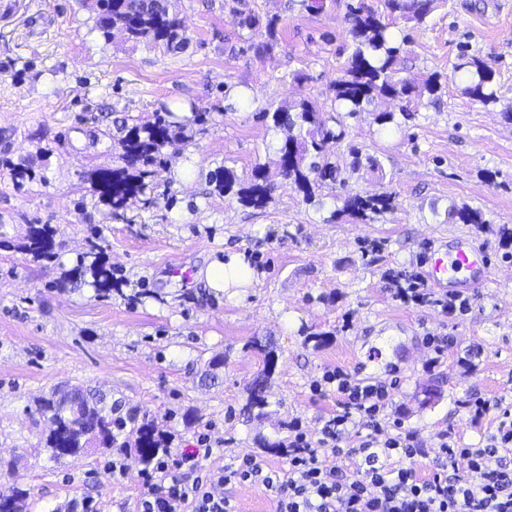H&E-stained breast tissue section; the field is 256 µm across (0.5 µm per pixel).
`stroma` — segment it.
<instances>
[{"instance_id":"1","label":"stroma","mask_w":512,"mask_h":512,"mask_svg":"<svg viewBox=\"0 0 512 512\" xmlns=\"http://www.w3.org/2000/svg\"><path fill=\"white\" fill-rule=\"evenodd\" d=\"M346 3L326 0L313 14L289 0H241L277 21L280 45L261 54L226 0H170L191 44L166 54L117 30L104 40L80 0H0V457L28 451L0 485L27 489V512H59L75 497L91 498L96 512H138V466L115 479L105 455L58 465L39 451L45 424L29 407L64 385L139 410L174 435L177 450H195L199 433L210 432L207 470L246 453L285 468L265 447L287 439L293 421L314 430L338 410L339 394L310 390L328 368L357 383L395 382L386 414L424 448L448 432L482 447L496 418L472 424L466 403L481 396L512 406V248L501 237L512 231V0H440L423 26L397 24L396 35L410 38L400 77L418 83L437 73L446 82L400 127L374 123L388 106L381 99L346 119L344 142L327 146L341 175L309 202L281 175L279 136L259 114L304 97L329 106L353 50ZM462 53L493 71L496 102L472 101L452 79ZM241 88L235 110H223L225 90ZM163 103L211 113L208 129L170 152L154 185L159 206L135 203L113 216L89 193L87 176L118 165L117 124L147 121ZM352 146L377 157L381 171L352 170ZM11 163L33 165L44 182L14 187ZM258 165L274 186L264 207L215 192L220 167L247 182ZM385 191L396 192L397 205L374 222L332 221L345 197ZM462 204L480 209L487 227L452 223L449 208ZM32 224L53 228L56 261L19 250ZM460 237L492 266L489 283L467 292L466 315L395 298L391 274L423 273L431 249L450 250ZM91 239L122 288L108 299L83 283L56 288ZM231 253L244 254L251 283L205 287L199 271ZM432 335L453 339L434 369ZM268 350L277 358L268 404L248 418L247 387ZM218 353L222 384L200 386ZM189 409L198 417L190 426L182 420Z\"/></svg>"}]
</instances>
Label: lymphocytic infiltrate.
<instances>
[{
	"label": "lymphocytic infiltrate",
	"instance_id": "f902f5d3",
	"mask_svg": "<svg viewBox=\"0 0 512 512\" xmlns=\"http://www.w3.org/2000/svg\"><path fill=\"white\" fill-rule=\"evenodd\" d=\"M396 297L418 305L431 303L447 314L465 310L466 300L434 298L421 276L398 284ZM323 382L344 399L342 411L315 432L293 424L288 467L265 470L257 457L203 470L200 456L211 453L210 438L200 435V451H165L141 472L140 512H238L224 486L262 483L275 495V512H512V410L501 401L476 398L467 405L472 422L496 414L497 427L481 448H462L449 435L437 444L435 470L419 478L408 459L422 455L416 436L392 433L383 412L387 386L352 382L343 370L325 372ZM368 430L356 448L341 449L348 426ZM340 454L345 465L330 466L326 454Z\"/></svg>",
	"mask_w": 512,
	"mask_h": 512
}]
</instances>
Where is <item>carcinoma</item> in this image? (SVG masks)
<instances>
[{"instance_id":"1","label":"carcinoma","mask_w":512,"mask_h":512,"mask_svg":"<svg viewBox=\"0 0 512 512\" xmlns=\"http://www.w3.org/2000/svg\"><path fill=\"white\" fill-rule=\"evenodd\" d=\"M94 13V29L109 40L112 30L122 31L127 39L162 48L170 53L184 49L190 42L186 27L170 13L169 0H82ZM435 0H383L384 10L354 0L346 4L351 24L350 34L354 50L343 67V75L332 83V109H342L346 117L356 118L365 111V105L376 99L395 103V108L374 114V123L385 128L399 125V117L410 116L411 108L418 106L424 95L434 96L441 89L438 77L430 76L422 85L415 86L409 80L397 76L396 61L408 40H398L392 31L401 20L422 26L434 10ZM231 10L238 15V25L249 30L265 27L266 41L257 50L271 52L278 45L276 21L261 22L251 12L237 7ZM454 76L464 84L463 93L486 105L497 100V88L491 70L479 59L464 53L454 65ZM184 108L163 105L152 119L129 126H117L118 156L120 165L92 170L87 181L91 193L98 202L109 207L114 214L126 209L132 202L149 207L158 204L152 196L153 180L167 168L166 149H183L192 143L196 135L206 131L209 113L198 112L190 107L191 115L183 114ZM262 118L272 122L271 128L282 132L276 153L281 175L291 180L306 200H312L314 186L337 181L338 164L326 155L324 146L330 140L340 141L344 130L336 131L329 126L332 116L315 101L299 99L285 101L273 109L262 112ZM352 167L363 166L372 171L381 170L375 156L366 157L354 147L350 148ZM10 178L17 188L44 181V177L32 166L14 164ZM218 194L235 193L246 206L261 208L270 195L272 186L267 182L263 168H256L250 184L237 187L233 170L224 168L215 179ZM396 193L356 194L344 199L341 208L332 214L335 220L352 219L363 224L375 217L394 210ZM448 218L455 224L483 226L486 220L480 210L466 204L453 207ZM59 245L52 227L48 224H30L19 249L32 260L53 261L58 258ZM66 282L86 283L101 297L122 292L112 277V267L106 261L101 245L93 240L65 277ZM274 362L271 353H265V367L251 383L247 413L263 415L268 405L265 393ZM32 414L47 424L41 438V451L48 460L59 463L67 457L101 453L112 450V442L127 427L135 424L133 453L137 462L149 467L161 449L167 447L166 433L154 421L138 418L133 413L127 417L118 414L119 407L108 401L107 395L98 389L80 385L54 389L47 396L33 400ZM27 492L18 484L0 490V512H26Z\"/></svg>"}]
</instances>
